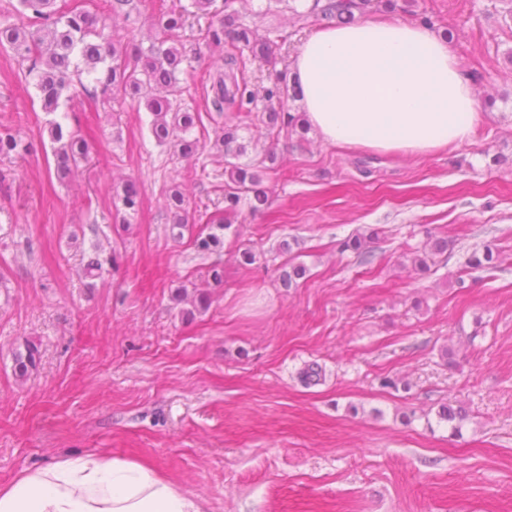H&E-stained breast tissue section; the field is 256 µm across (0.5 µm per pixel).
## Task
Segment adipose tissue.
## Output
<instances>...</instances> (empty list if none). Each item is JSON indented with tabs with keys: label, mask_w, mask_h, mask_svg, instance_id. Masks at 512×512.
<instances>
[{
	"label": "adipose tissue",
	"mask_w": 512,
	"mask_h": 512,
	"mask_svg": "<svg viewBox=\"0 0 512 512\" xmlns=\"http://www.w3.org/2000/svg\"><path fill=\"white\" fill-rule=\"evenodd\" d=\"M291 83L321 139L427 155L469 141L474 81L430 26L365 21L321 28L300 47ZM0 512H200L149 463L106 453L27 469L0 485Z\"/></svg>",
	"instance_id": "ef3b65f1"
}]
</instances>
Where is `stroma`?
<instances>
[{"label":"stroma","mask_w":512,"mask_h":512,"mask_svg":"<svg viewBox=\"0 0 512 512\" xmlns=\"http://www.w3.org/2000/svg\"><path fill=\"white\" fill-rule=\"evenodd\" d=\"M447 34L481 91L472 139L420 157L325 143L278 145L267 213L243 212L224 247L172 238L163 194L180 186L189 219L224 208V156L175 160L151 114L124 95L72 86L44 112L33 77L0 50V126L34 145L0 159V485L69 456L152 463L201 512H512V0H414ZM279 0H239L259 34L288 36L293 65L316 23ZM159 0L117 16L120 44L150 45ZM189 17L183 103L207 112L219 51ZM78 124L90 158L60 179L50 120ZM368 161L362 174L356 160ZM143 188L131 223L115 219L125 179ZM378 229L371 257L339 252ZM448 251L432 254L434 239ZM289 242L283 253L281 242ZM488 244L496 268L471 270ZM250 247L253 265L237 260ZM431 254L428 273L415 256ZM103 263L96 287L83 274ZM307 269L282 287L287 261ZM224 282H209L211 266ZM198 287L209 307L174 300ZM40 351L27 384L13 351ZM321 377L306 382L304 370ZM464 408L459 426L441 406Z\"/></svg>","instance_id":"1"}]
</instances>
